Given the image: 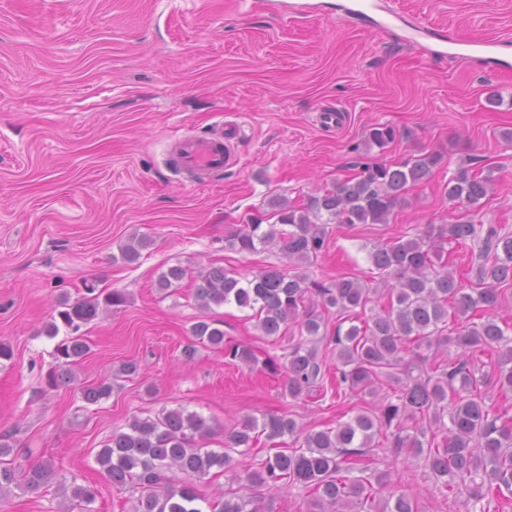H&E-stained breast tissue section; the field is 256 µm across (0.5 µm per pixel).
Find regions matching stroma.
<instances>
[{
  "instance_id": "obj_1",
  "label": "stroma",
  "mask_w": 512,
  "mask_h": 512,
  "mask_svg": "<svg viewBox=\"0 0 512 512\" xmlns=\"http://www.w3.org/2000/svg\"><path fill=\"white\" fill-rule=\"evenodd\" d=\"M312 2L309 14L283 19L264 0H0V341L13 349L0 365V442L17 463L56 471L48 486L0 495V512H69L73 486L86 484L97 488L90 512H134L137 486L106 481L96 456L113 432L163 409L203 415L214 428L204 444L218 450L249 416L288 414L320 430L371 403L363 394L285 393L263 361L283 358L297 326L268 337L235 306L213 308L225 345L246 347L252 362L191 334L202 315L194 299L200 271L248 277L287 266L276 248L243 254L225 246L270 200L301 203L365 163L442 154L390 223L329 226L307 268L326 282L371 283L374 247L429 224L466 216L512 233V70L481 66L467 46L512 41V0H383L399 15L390 28L345 17L342 0ZM426 26L463 42L438 55L433 40L414 34ZM326 109L339 114L336 129L320 125ZM377 124L395 131L382 149L365 143ZM220 126L239 131L237 167L198 183L168 168L172 139ZM474 159L493 168L496 185L467 210L443 188ZM141 236L148 247L125 262L122 245ZM174 266L183 279L159 290V276ZM89 283L126 300L81 327L89 352L73 382L48 387L58 340L45 328L60 301L85 297ZM128 361L138 374L115 377ZM106 378L111 396L84 401L82 387ZM271 452L259 438L235 456L233 473L201 480L200 493L243 497L259 512H309L311 490L247 481ZM366 460L391 473L375 498L405 492L417 512H465L466 493L448 503L417 460L392 459L380 447Z\"/></svg>"
}]
</instances>
